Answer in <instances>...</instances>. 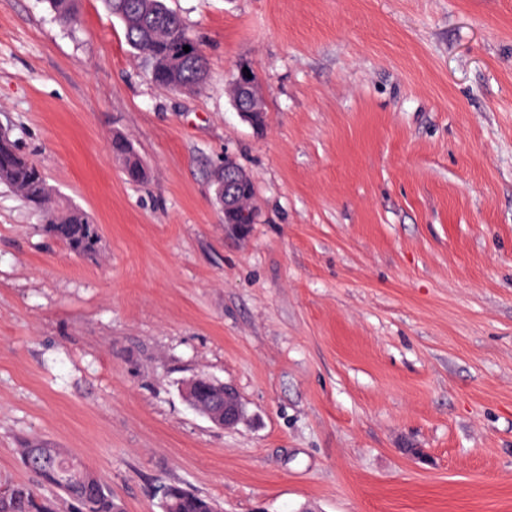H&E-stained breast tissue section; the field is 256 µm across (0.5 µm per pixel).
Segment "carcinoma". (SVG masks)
<instances>
[{"instance_id": "carcinoma-1", "label": "carcinoma", "mask_w": 512, "mask_h": 512, "mask_svg": "<svg viewBox=\"0 0 512 512\" xmlns=\"http://www.w3.org/2000/svg\"><path fill=\"white\" fill-rule=\"evenodd\" d=\"M104 8L123 25L127 43L149 68L151 80L170 91L199 88L206 74L203 50L192 54L183 47L196 43L180 16L167 0H102ZM60 21H76L74 0H49ZM112 153L124 165L133 182L145 176L143 163L130 140L112 138ZM0 184L11 188L40 214L44 231L64 242L79 255L99 252L101 237L87 213L73 203H64L36 162L21 153L6 133L0 134ZM22 465L43 484L59 489L74 506V512H118L122 503L103 482L71 453L41 442L19 449ZM162 512H217L219 506L180 484L169 485ZM0 512H56L53 501L36 487L0 481Z\"/></svg>"}]
</instances>
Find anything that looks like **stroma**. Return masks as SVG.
<instances>
[{
    "mask_svg": "<svg viewBox=\"0 0 512 512\" xmlns=\"http://www.w3.org/2000/svg\"><path fill=\"white\" fill-rule=\"evenodd\" d=\"M201 89L156 86L102 0H0V131L97 224L0 184V476L69 449L125 512H512V0H167ZM250 64L266 126L236 112ZM147 171L129 182L113 134ZM252 177L225 228L213 175ZM235 384L215 427L182 396ZM232 162L227 160L224 163L223 191H221L218 201L224 211H242L249 217L246 221L249 224H245V218L239 213L224 214V224H229L226 225L228 231L238 238H244L251 225L256 221L257 211L254 206L247 209L246 200L241 196L239 187L252 179L242 172L233 171L231 167L234 163ZM200 381H206L215 385L216 389L210 391V400L206 404H198L196 391ZM187 402L201 415L205 416L214 425L226 428H234L248 420L247 408L240 398L236 388L224 382L214 384L211 377L205 373L190 379L184 391ZM169 494L165 501L160 499L158 505L162 512H214L220 511L219 506L210 498L202 496L180 484H166ZM158 490L162 497L167 493V486Z\"/></svg>",
    "mask_w": 512,
    "mask_h": 512,
    "instance_id": "stroma-1",
    "label": "stroma"
}]
</instances>
